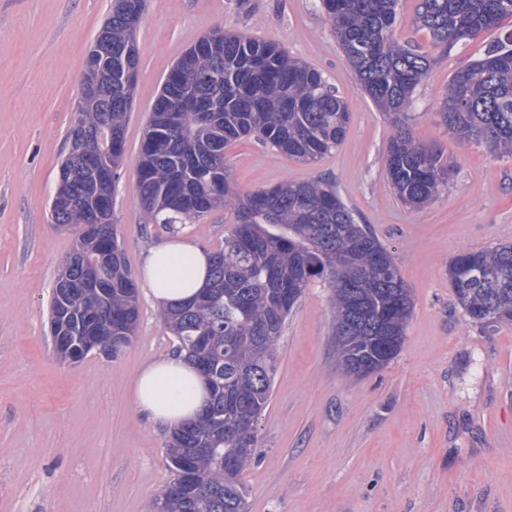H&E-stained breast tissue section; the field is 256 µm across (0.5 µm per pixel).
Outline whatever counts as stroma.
Segmentation results:
<instances>
[{
	"instance_id": "1",
	"label": "stroma",
	"mask_w": 512,
	"mask_h": 512,
	"mask_svg": "<svg viewBox=\"0 0 512 512\" xmlns=\"http://www.w3.org/2000/svg\"><path fill=\"white\" fill-rule=\"evenodd\" d=\"M397 39L427 56L413 137L453 166L429 205L401 203L384 153L389 121L361 87L320 0H146L112 220L133 278L168 231L139 203L137 157L171 66L214 27L276 43L321 72L349 103L341 144L312 163L245 137L224 158L244 194L284 181L333 185L391 252L414 308L400 352L355 378L339 363L330 289L316 281L289 315L269 403L244 471L248 512H512V325L473 324L448 283L461 249L512 244V158L459 140L441 119L453 73L512 31V17L445 47L412 25ZM112 0H0V512H148L171 479L167 431L132 402L142 366L175 336L147 296L132 341L112 358L58 357L49 305L73 234L50 204L80 97L86 53ZM235 222L217 209L180 225L215 250Z\"/></svg>"
}]
</instances>
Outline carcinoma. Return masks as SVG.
<instances>
[{
	"label": "carcinoma",
	"instance_id": "carcinoma-1",
	"mask_svg": "<svg viewBox=\"0 0 512 512\" xmlns=\"http://www.w3.org/2000/svg\"><path fill=\"white\" fill-rule=\"evenodd\" d=\"M336 40L365 92L396 128L385 163L398 199L421 207L448 186L442 157L416 142L410 108L429 71L422 53L394 38L400 0H321ZM145 0H112L101 31L112 38V65L96 80L102 97L78 112L71 140L88 134L85 153L68 155V185L52 222L79 226L50 303L54 341L84 335L91 314L112 335L133 337L138 289L119 248L89 227L101 204L112 224L117 168L125 154L126 116L138 68L133 45ZM512 16V0H419L413 23L446 47L473 40ZM348 102L321 72L268 41L224 36L215 52L199 40L177 60L158 94L138 154L140 201L148 222L173 231L233 206L236 224L212 252L210 287L160 310L176 351L193 358L209 385L201 416L173 431L165 455L173 473L167 512H247L243 471L255 457L256 424L271 396L279 339L305 288L328 282L336 312L338 356L347 374L382 369L402 347L413 302L391 255L327 183L286 182L241 194L224 148L255 136L292 159L314 162L336 149L349 121ZM442 116L460 139L512 156V32L453 74ZM100 267L109 288L96 298L61 291L107 249ZM448 282L469 320L485 329L512 324V244L463 248Z\"/></svg>",
	"mask_w": 512,
	"mask_h": 512
}]
</instances>
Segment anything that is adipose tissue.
I'll return each mask as SVG.
<instances>
[{"mask_svg": "<svg viewBox=\"0 0 512 512\" xmlns=\"http://www.w3.org/2000/svg\"><path fill=\"white\" fill-rule=\"evenodd\" d=\"M209 252L195 240L176 235L151 245L144 255L141 282L149 299L174 305L205 288ZM134 405L154 426L175 430L199 416L208 393L202 376L183 354L145 364L132 388Z\"/></svg>", "mask_w": 512, "mask_h": 512, "instance_id": "1", "label": "adipose tissue"}]
</instances>
